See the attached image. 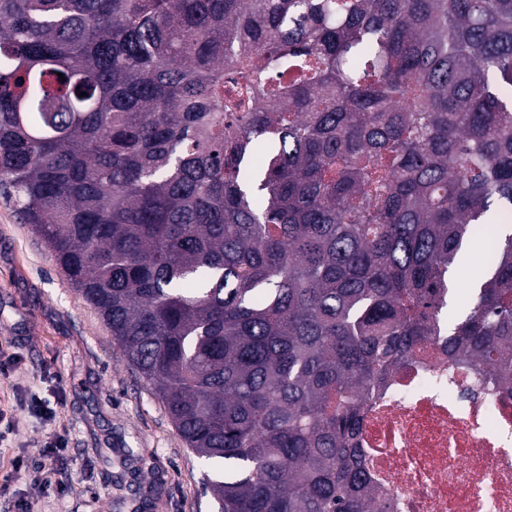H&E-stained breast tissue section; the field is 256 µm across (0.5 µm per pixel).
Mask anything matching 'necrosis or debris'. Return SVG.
Listing matches in <instances>:
<instances>
[{
  "mask_svg": "<svg viewBox=\"0 0 512 512\" xmlns=\"http://www.w3.org/2000/svg\"><path fill=\"white\" fill-rule=\"evenodd\" d=\"M360 446L392 512H512V390L438 340L371 397Z\"/></svg>",
  "mask_w": 512,
  "mask_h": 512,
  "instance_id": "necrosis-or-debris-1",
  "label": "necrosis or debris"
}]
</instances>
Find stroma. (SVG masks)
Here are the masks:
<instances>
[{"label": "stroma", "instance_id": "obj_1", "mask_svg": "<svg viewBox=\"0 0 512 512\" xmlns=\"http://www.w3.org/2000/svg\"><path fill=\"white\" fill-rule=\"evenodd\" d=\"M0 476L11 475L0 512L15 496L37 512H216L198 458L151 387L124 359L97 311L56 265L42 239L0 197ZM45 400L53 420L31 413ZM67 450L41 494L40 473L16 471L52 436Z\"/></svg>", "mask_w": 512, "mask_h": 512}]
</instances>
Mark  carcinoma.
<instances>
[{
  "instance_id": "1",
  "label": "carcinoma",
  "mask_w": 512,
  "mask_h": 512,
  "mask_svg": "<svg viewBox=\"0 0 512 512\" xmlns=\"http://www.w3.org/2000/svg\"><path fill=\"white\" fill-rule=\"evenodd\" d=\"M0 193L218 512H391L364 411L430 339L512 388V230L442 315L512 224V0H0ZM477 244V249L470 256V263L468 265H464L461 261V257L459 260V264L457 270L454 273V280L456 284L457 291L453 294L452 299L450 301V305L448 307L449 312L456 313L458 311L467 309L468 302L470 298V276L473 270H478L482 264L478 260L480 252V245Z\"/></svg>"
}]
</instances>
